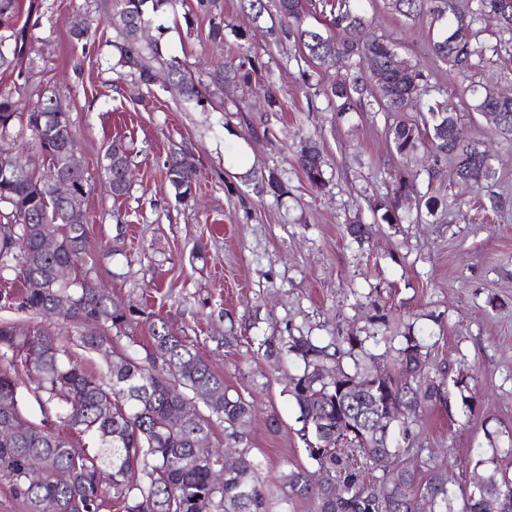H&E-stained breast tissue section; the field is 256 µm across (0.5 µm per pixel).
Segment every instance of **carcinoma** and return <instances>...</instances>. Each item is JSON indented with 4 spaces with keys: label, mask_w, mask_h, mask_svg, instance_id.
<instances>
[{
    "label": "carcinoma",
    "mask_w": 512,
    "mask_h": 512,
    "mask_svg": "<svg viewBox=\"0 0 512 512\" xmlns=\"http://www.w3.org/2000/svg\"><path fill=\"white\" fill-rule=\"evenodd\" d=\"M358 0H278L280 35L291 39L308 59L322 64L343 62L348 73L323 87L333 111L359 112L374 104L383 112H408L432 91L429 75L402 59L394 43L376 34L366 39L357 31L372 24L357 7ZM394 11L428 28V50L443 64L469 80L462 94L471 110L494 115L495 130L512 141V97L496 93L480 75L479 63L488 54L512 50V0H473L462 8L458 0H390ZM176 0H117L112 23L123 35L119 63L151 85L154 74L146 55L158 56V44H143L137 27L147 14L173 6ZM320 10L327 31L304 24L310 10ZM496 22L485 37V19ZM22 28L0 35V69L16 68L23 54ZM168 76L188 101L204 99L181 61L167 63ZM251 72L217 63L210 84L220 86ZM30 135L50 160L44 172L23 178L1 170L13 142ZM393 150L402 158L419 146L430 147L434 163L428 182L437 179L440 162L449 158L460 181L481 185L495 177L496 158L472 137L458 117L434 102L412 122L400 120L389 129ZM76 133L57 93L46 89L28 111H18L10 93H0V220L15 230L0 234V283L21 284L17 291L0 290V308L57 318L68 323L91 319L99 330L61 336L39 325L0 321V421L16 423L18 431L0 437V475L11 483L26 512H101L112 504L120 512H268L267 492L259 464L247 449L224 468L220 484L212 479L221 455L212 447L211 425L217 419L244 434L253 405L231 394L224 378L200 357L194 344L174 333L161 317L147 325L151 349L142 359L112 352L106 372L93 375L77 361L81 349L100 352L112 348V335L130 326L126 308L104 293L85 269L87 227L66 220L67 203L53 197L48 181L65 170V145ZM104 170L112 195L128 193L130 157L107 147ZM298 166L313 187L324 182L323 155L316 143L304 146ZM197 176L194 160L173 154L166 177L181 201L191 197ZM418 174L395 176L391 192L377 198L370 209L386 224L401 222L400 201L413 191ZM280 198L285 182L269 174L263 185ZM53 237L58 248L46 253L41 240ZM70 265L74 283L56 282V269ZM366 338L346 336L325 345L309 336L288 337L287 352L303 363L288 377V392L302 423L305 452L313 469H293L284 475L288 496L309 498L314 512H512V471L482 468L464 480L461 496L449 488L447 468L428 464L419 472L404 460L414 453L401 445L409 439L415 418L428 403L445 397L452 385L461 409L472 415L477 398L462 372L433 379L426 372L423 346L415 336L403 337L392 357L393 370H339L334 382L327 362H342L365 351ZM35 377L33 394L42 418L27 412L23 377ZM208 410H199L196 401ZM76 437L90 446L78 452ZM41 461L56 474L41 479L31 462Z\"/></svg>",
    "instance_id": "1"
}]
</instances>
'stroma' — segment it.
Segmentation results:
<instances>
[{"mask_svg":"<svg viewBox=\"0 0 512 512\" xmlns=\"http://www.w3.org/2000/svg\"><path fill=\"white\" fill-rule=\"evenodd\" d=\"M264 3L258 19L241 0H214L204 11L197 0H179L150 14L144 38L158 42L161 55L150 61L157 80L147 86L117 64L120 37L110 22L116 0H18L15 23L26 30V46L17 71H0V92L27 103L47 88L59 94L88 179L90 275L132 319L126 335L113 339L115 351L144 357L152 342L145 320L162 316L230 392L254 401L242 438L217 422L211 441L230 453L249 449L262 462L269 512H313V504L280 490L284 473L309 464L285 389L286 376L301 366L287 354L266 357V340L278 346L298 334L323 343L363 336L361 363L370 369L389 362L413 329L430 377L447 370L475 376L477 407L465 418L455 403L428 405L413 427L410 441L420 453L410 463L444 458L453 472L471 473L492 447L512 445V143L468 109L456 91L461 76L429 53L425 31L408 25L388 0H362L376 34L430 73L431 100L447 104L501 159L479 188L459 182L449 161L440 180L428 182V147L404 160L392 151L387 129L396 114L330 111L321 89L338 67L306 62L294 42L278 39V0ZM77 19L89 30L80 43L70 37ZM216 25L223 40L209 36ZM173 58L207 85L203 104L184 100L167 82L165 63ZM249 59L257 71L248 81L210 87V63ZM270 92L279 111L266 109ZM309 139L327 162L318 188L296 164ZM113 142L132 160L131 188L118 199L102 161ZM173 153L197 164L185 203L166 179ZM403 170L419 179L416 194L401 202L400 223L376 226L369 242L353 240L349 220L371 222L370 203ZM272 172L288 183L278 199L261 191ZM426 190L448 209L418 212ZM494 198L504 202L497 213L488 209Z\"/></svg>","mask_w":512,"mask_h":512,"instance_id":"1","label":"stroma"}]
</instances>
